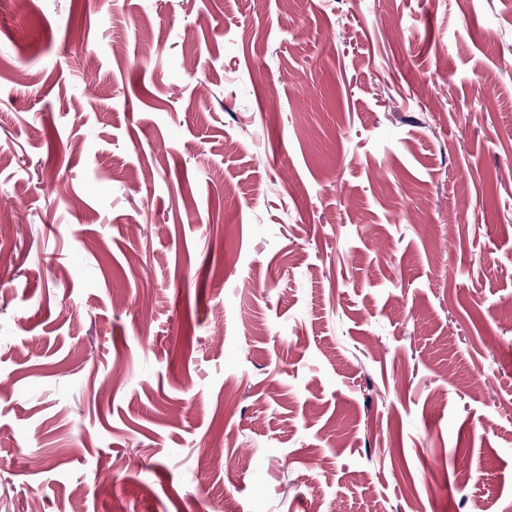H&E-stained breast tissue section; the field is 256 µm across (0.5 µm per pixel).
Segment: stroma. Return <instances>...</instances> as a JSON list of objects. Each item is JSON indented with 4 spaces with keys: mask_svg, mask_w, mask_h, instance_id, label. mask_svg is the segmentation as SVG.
<instances>
[{
    "mask_svg": "<svg viewBox=\"0 0 512 512\" xmlns=\"http://www.w3.org/2000/svg\"><path fill=\"white\" fill-rule=\"evenodd\" d=\"M0 154V512H512V0H15Z\"/></svg>",
    "mask_w": 512,
    "mask_h": 512,
    "instance_id": "obj_1",
    "label": "stroma"
}]
</instances>
